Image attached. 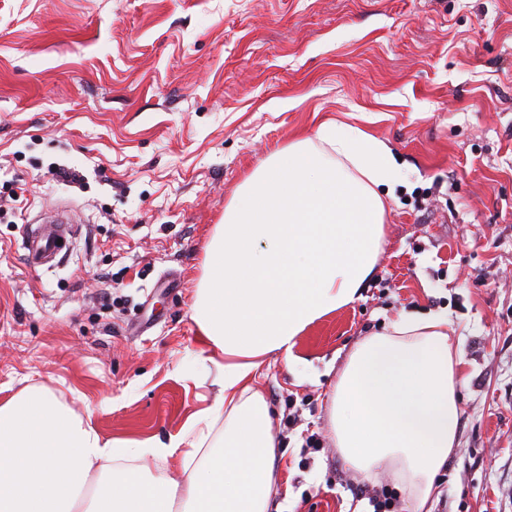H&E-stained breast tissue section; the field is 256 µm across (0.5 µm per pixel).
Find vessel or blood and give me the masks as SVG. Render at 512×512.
<instances>
[{"label": "vessel or blood", "instance_id": "obj_1", "mask_svg": "<svg viewBox=\"0 0 512 512\" xmlns=\"http://www.w3.org/2000/svg\"><path fill=\"white\" fill-rule=\"evenodd\" d=\"M74 219L66 211L56 212L49 221L35 220L26 225L22 247L30 267H52L59 255L68 251L74 233Z\"/></svg>", "mask_w": 512, "mask_h": 512}]
</instances>
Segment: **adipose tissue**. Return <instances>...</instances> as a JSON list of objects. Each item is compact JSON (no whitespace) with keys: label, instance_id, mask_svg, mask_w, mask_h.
<instances>
[{"label":"adipose tissue","instance_id":"ef3b65f1","mask_svg":"<svg viewBox=\"0 0 512 512\" xmlns=\"http://www.w3.org/2000/svg\"><path fill=\"white\" fill-rule=\"evenodd\" d=\"M399 180L391 149L344 123L274 152L215 226L191 306L214 402L168 440H107L54 393L22 389L0 403V512H270L279 443L255 374L268 355L293 361L310 325L355 301ZM461 363L447 317L403 313L348 352L333 385L340 457L367 478L387 470L411 512H429L456 451ZM174 455L172 476L141 465Z\"/></svg>","mask_w":512,"mask_h":512}]
</instances>
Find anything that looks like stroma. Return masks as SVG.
<instances>
[{
	"label": "stroma",
	"instance_id": "35a3bbf8",
	"mask_svg": "<svg viewBox=\"0 0 512 512\" xmlns=\"http://www.w3.org/2000/svg\"><path fill=\"white\" fill-rule=\"evenodd\" d=\"M385 142L397 186L354 302L268 356L283 512L392 493L326 416L354 344L448 315L464 360L433 512H512V0H0V401L50 390L106 438H167L213 403L191 317L215 224L268 156L323 123ZM76 171L83 183L61 177ZM66 208L64 258L21 230ZM314 447H307V439Z\"/></svg>",
	"mask_w": 512,
	"mask_h": 512
}]
</instances>
